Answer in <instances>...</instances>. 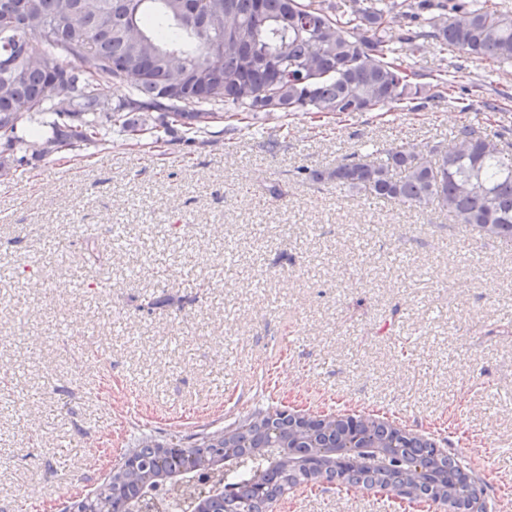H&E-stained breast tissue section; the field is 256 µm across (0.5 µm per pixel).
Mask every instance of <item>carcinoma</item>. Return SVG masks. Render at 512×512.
Masks as SVG:
<instances>
[{
  "label": "carcinoma",
  "instance_id": "1",
  "mask_svg": "<svg viewBox=\"0 0 512 512\" xmlns=\"http://www.w3.org/2000/svg\"><path fill=\"white\" fill-rule=\"evenodd\" d=\"M512 68L506 0H0V178L17 152L78 153L116 134L159 143L198 133L226 112H391L434 88L403 57L419 38ZM132 75L118 100L108 85ZM312 181L368 200L432 208L490 238L512 240V152L478 127L453 131L449 149L400 145L367 153ZM367 449L348 453L347 437ZM95 491L62 512H138L160 484L191 473L221 478L194 512H267L283 493L318 480L398 489L411 499L468 508L480 487L455 454L370 418L306 422L259 410L232 432L142 439Z\"/></svg>",
  "mask_w": 512,
  "mask_h": 512
}]
</instances>
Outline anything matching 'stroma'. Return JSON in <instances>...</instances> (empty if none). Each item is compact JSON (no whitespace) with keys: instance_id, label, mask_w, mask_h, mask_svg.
<instances>
[{"instance_id":"1","label":"stroma","mask_w":512,"mask_h":512,"mask_svg":"<svg viewBox=\"0 0 512 512\" xmlns=\"http://www.w3.org/2000/svg\"><path fill=\"white\" fill-rule=\"evenodd\" d=\"M405 65L454 78L453 99L116 137L0 179V512H60L138 435L259 407L430 438L483 479L487 512H512V243L306 176L466 124L512 146V70L430 39ZM272 512L448 509L323 480Z\"/></svg>"}]
</instances>
